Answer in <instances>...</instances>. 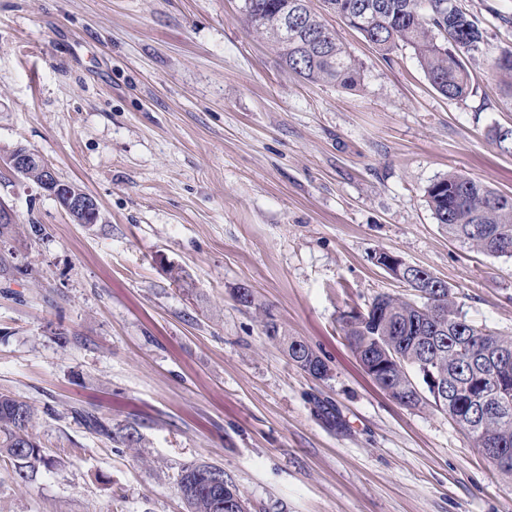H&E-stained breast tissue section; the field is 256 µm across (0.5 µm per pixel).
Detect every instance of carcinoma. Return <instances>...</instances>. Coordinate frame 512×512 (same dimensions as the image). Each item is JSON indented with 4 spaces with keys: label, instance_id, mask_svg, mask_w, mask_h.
Listing matches in <instances>:
<instances>
[{
    "label": "carcinoma",
    "instance_id": "cac0c4a2",
    "mask_svg": "<svg viewBox=\"0 0 512 512\" xmlns=\"http://www.w3.org/2000/svg\"><path fill=\"white\" fill-rule=\"evenodd\" d=\"M330 8L382 55L403 44L413 49L432 87L441 95L464 100L471 92L470 61L478 52L448 49V36L462 46L482 44V32L455 0H327ZM251 26L271 41L283 65L304 79L336 84L345 89L360 85V72L335 35L311 13L306 0H245ZM500 82L512 90V55L497 60ZM428 205L448 236L493 257L512 258V196L484 182L456 172L434 181L427 189ZM404 284L413 297L381 295L372 304L378 318L341 316V331L355 357L378 363L391 357L394 369L376 378L390 396L416 408L443 412L472 437L490 461L505 457L512 465V336L497 334L469 321L460 311L448 284L426 269L409 273ZM265 334L279 341L288 361L311 374L324 365L303 341L290 338L270 315ZM507 355L508 366L498 368L491 357ZM446 374V386L427 380L428 373ZM93 432L112 437V429L96 415L79 414ZM31 407L0 392V457L13 462L22 479L51 459L29 433ZM221 467L193 463L183 468L180 488L188 512H228L221 504L238 498L249 506L228 478L218 482Z\"/></svg>",
    "mask_w": 512,
    "mask_h": 512
}]
</instances>
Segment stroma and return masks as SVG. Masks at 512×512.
I'll list each match as a JSON object with an SVG mask.
<instances>
[{"label": "stroma", "instance_id": "obj_1", "mask_svg": "<svg viewBox=\"0 0 512 512\" xmlns=\"http://www.w3.org/2000/svg\"><path fill=\"white\" fill-rule=\"evenodd\" d=\"M458 4L483 32L462 101L324 0L308 5L359 89L282 66L243 0H0V201L16 215L0 241V391L31 406L55 461L23 480L0 457V512H185L192 462L221 466L251 512H512V480L470 435L392 399L340 330L350 308L407 293L373 260L387 250L512 336V259L449 239L426 198L451 171L512 195L498 140L512 95L491 70L512 53V0ZM19 146L85 187L99 221L73 223L11 172ZM267 314L327 379L288 361Z\"/></svg>", "mask_w": 512, "mask_h": 512}]
</instances>
